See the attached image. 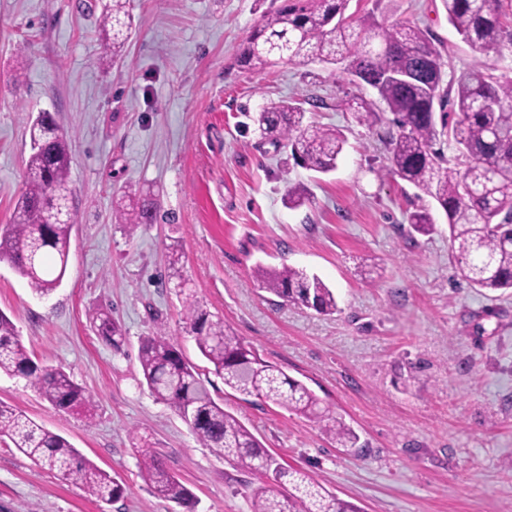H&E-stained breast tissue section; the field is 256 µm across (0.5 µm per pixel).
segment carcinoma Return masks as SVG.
<instances>
[{
  "label": "carcinoma",
  "mask_w": 512,
  "mask_h": 512,
  "mask_svg": "<svg viewBox=\"0 0 512 512\" xmlns=\"http://www.w3.org/2000/svg\"><path fill=\"white\" fill-rule=\"evenodd\" d=\"M126 0H112L102 30L128 16ZM349 0H282L245 40L238 61L252 71L278 63L319 60L348 62L352 81L371 88L377 100L360 96L351 104L357 122L369 128L386 123L390 135L387 166L431 198L448 220L456 268L471 287L512 296V78L474 67L444 80V62L428 32L409 22L389 27L345 15ZM448 22L462 40L485 56L512 53V13L501 0H444ZM261 134L277 149L290 150L302 167L321 174L336 170L345 140L334 128L307 121L299 104L271 106L254 117ZM31 153L25 187L15 200L11 222L0 228V262L26 279L32 293L46 297L65 276L74 226L69 184V137L50 116L29 122ZM453 153L449 166L446 152ZM120 223L132 232L157 218V203L130 190L117 204ZM415 231L429 234V210L410 213ZM258 284L278 298L323 315L337 310L336 295L324 281L290 265L253 269ZM187 332L213 373L231 391L256 396L306 418L345 451H358L359 436L342 418L321 405L303 382L261 359L256 351L206 310L191 302ZM98 335L114 347L123 338L107 314L93 319ZM143 380L170 404L205 446L229 464L278 481L288 478V494L258 493L252 512H359L326 491L309 474L285 469L237 417L215 401L191 363L164 333L141 343ZM0 373L25 379L50 405L91 416L92 399L61 367L35 362L19 330L0 313ZM91 499L110 504L121 484L95 466L63 436L38 424L17 407L0 402V439ZM141 473L156 497L186 504L194 495L169 473L150 447L140 448Z\"/></svg>",
  "instance_id": "carcinoma-1"
}]
</instances>
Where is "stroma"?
I'll list each match as a JSON object with an SVG mask.
<instances>
[{
    "label": "stroma",
    "mask_w": 512,
    "mask_h": 512,
    "mask_svg": "<svg viewBox=\"0 0 512 512\" xmlns=\"http://www.w3.org/2000/svg\"><path fill=\"white\" fill-rule=\"evenodd\" d=\"M112 0H0V226L24 187L27 118L52 115L71 136L75 211L67 274L34 295L0 263V311L29 353L63 367L94 404L93 420L55 410L25 380L0 375V401L64 436L123 487L109 505L59 480L0 441V512H185L154 497L142 446L196 496L194 512H252L255 492L279 484L240 471L203 446L142 383V340L164 331L198 364L205 386L284 465L308 472L360 512H512V297L458 274L445 216L386 171L389 133L356 122L349 102L372 91L341 66L281 63L262 72L237 55L281 0H127L125 52L101 30ZM355 17L427 30L460 75L501 74L448 23L444 0H350ZM320 97L324 106L308 100ZM306 103L309 121L340 129L334 172L295 165L264 141L251 113ZM310 191L289 208L288 189ZM153 193L158 220L127 231L112 199ZM431 209L434 233L410 213ZM189 286L168 280L171 249ZM320 276L338 310L283 303L255 281L256 264ZM198 302L264 360L304 382L360 436L349 454L311 422L225 389L186 332ZM111 313L120 347L92 318Z\"/></svg>",
    "instance_id": "35a3bbf8"
}]
</instances>
